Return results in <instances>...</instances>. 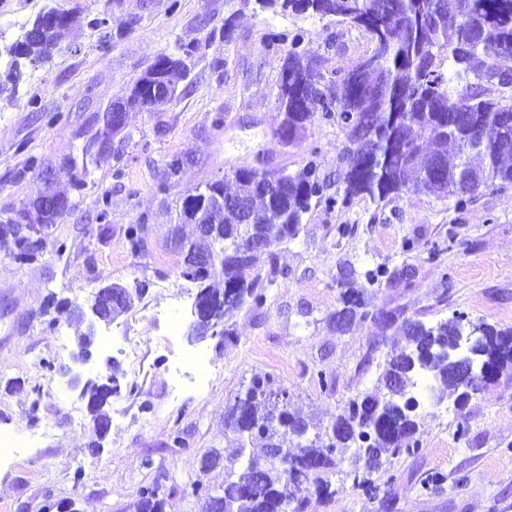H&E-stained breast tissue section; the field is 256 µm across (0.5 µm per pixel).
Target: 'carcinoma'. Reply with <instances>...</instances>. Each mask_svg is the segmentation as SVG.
<instances>
[{"mask_svg":"<svg viewBox=\"0 0 512 512\" xmlns=\"http://www.w3.org/2000/svg\"><path fill=\"white\" fill-rule=\"evenodd\" d=\"M251 1L263 10L329 17L338 25L361 29L369 35L370 48L338 76L333 94L317 61L299 50V35L290 38L271 30L265 36L270 47L288 45L278 83L276 135L291 144L318 121L338 125L345 134L339 174L343 196L327 193L328 185L310 160L294 172L269 170L259 161L236 171L233 189L218 179L183 199L181 216L209 228V234L190 243L180 239L178 230L170 231L175 245L203 260L198 271L183 278L199 284L197 296L213 320L195 322L192 332L203 336L220 325L228 345L235 342L229 318L246 304L263 308L266 288L278 275L273 264L267 279L247 277L256 255L273 240L295 239L312 205L332 208L360 196L379 204L411 193L452 197L461 209L483 187L512 186V93H507L512 79H506L512 75V0H455L451 13L448 0H227L224 42L232 41ZM66 35L57 9L39 13L22 39L7 49L11 61L5 80H0V96L16 85L21 64H43ZM194 68L189 49L157 58L103 113L106 135L92 138L81 158L63 161L74 171L73 186L81 188L89 165L121 160L112 137L125 129L126 120L115 119L113 108L123 104L151 112L177 97ZM180 159L173 155L166 161L162 185L180 180L186 168ZM36 182L34 199L75 206L66 192L53 186L46 171L36 175ZM247 213L253 219L245 223ZM39 216L34 224L24 210L0 212V238L11 242L12 256L21 263L46 252L61 259L67 252L64 242L47 249L45 230L57 222L56 212L41 211ZM150 230L147 224L128 225L125 247L131 254L143 251ZM405 275L404 270L378 266L363 274L366 286L355 288V270L341 273L342 307L331 315L336 329L347 332L371 319L405 337L406 345L388 355L377 390L353 399L321 425L291 411L287 392L274 389L270 377L254 376L224 414V433L235 436L240 452L257 443L263 455H250L239 470L225 473L220 494L192 487L193 494L205 495L207 512H278L285 497L291 512H307L309 491L323 498L336 494L329 475L336 469L337 451L363 448L357 459L367 473L391 463L404 450L419 452L414 438L417 414L406 412L402 403L407 394L416 407L412 394L419 377H427L431 388H442L461 405L481 391L482 386L470 381L467 362L448 365L443 348L453 345L461 331L454 318L429 325L399 309H372L382 280ZM114 290L123 292L128 308L144 287L132 292L119 284L102 286L93 296L91 311L108 313ZM480 326L484 338L473 358L488 366L494 382L512 366V328L483 322ZM120 390L114 372L85 387L97 430L104 431L109 422L104 412L108 396ZM290 443L295 447H288ZM139 496L142 512H163L156 488L142 487Z\"/></svg>","mask_w":512,"mask_h":512,"instance_id":"1","label":"carcinoma"}]
</instances>
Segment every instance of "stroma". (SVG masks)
<instances>
[{"label":"stroma","instance_id":"1","mask_svg":"<svg viewBox=\"0 0 512 512\" xmlns=\"http://www.w3.org/2000/svg\"><path fill=\"white\" fill-rule=\"evenodd\" d=\"M47 7L69 11V37L38 67L22 66L10 98L0 100V208L29 207L32 178L14 180L25 167H51L60 185L70 183L62 161L102 127L100 118L162 54L198 45L190 83L159 113L132 110V138L120 161L91 165L86 186L72 192L74 208L49 226L47 238L68 246V256L17 262L0 242V430L33 437L31 448L0 465V512H139L138 491L157 486L164 512H204L192 495L198 483L220 493L224 474L242 464L224 437V414L255 374H267L301 415L335 416L359 394L375 391L385 360L402 336L372 321L338 333L330 316L340 308L344 267L385 265L408 279L383 282L374 305L401 309L433 324L463 311L469 320L512 327V187L482 189L464 210L448 199L404 194L376 204L316 205L298 237L272 241L255 273L277 264L280 274L260 310L242 308L231 320L234 345L223 336L193 334L198 286L179 275L182 253L167 240L185 196L265 157L275 168L296 171L315 160L321 175L337 181L342 169L341 129L318 123L293 144L274 133L278 80L284 50L267 47L275 30L297 34L334 81L368 48L366 34L329 20L288 12H247L231 42L219 32L225 0H0V73L6 49ZM109 26H100V19ZM223 126H215L216 115ZM193 156L179 182L161 186L166 160ZM151 231L141 254L124 246L128 225ZM417 239L406 250V239ZM148 288L134 306L98 323L94 357L82 377L95 378L117 364L135 394L112 396V426L97 439L87 401L72 382V355L87 326L69 315L64 300L90 304L110 283ZM179 323L176 334L166 318ZM203 353L212 370L198 386L191 370L173 375L179 359ZM54 369H47V362ZM332 377L321 388L318 372ZM418 455L400 453L370 474L391 487L392 512H512V368L465 405L426 400L417 412ZM467 425L468 442L456 430ZM101 450L89 455L91 441ZM219 451V468L205 472L202 458ZM345 450L330 479L336 493L311 498L308 512H383L380 499L354 482L359 468ZM440 473L439 485H424Z\"/></svg>","mask_w":512,"mask_h":512}]
</instances>
